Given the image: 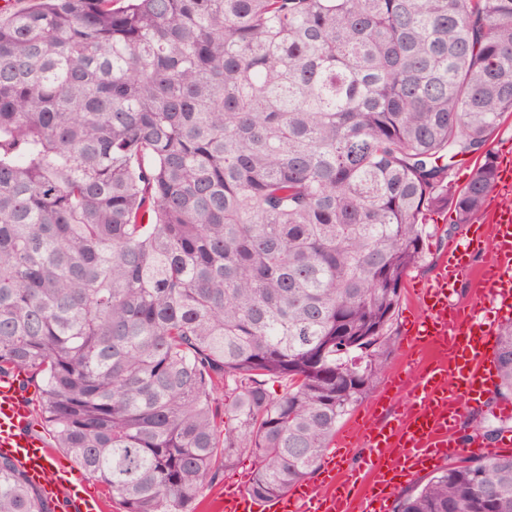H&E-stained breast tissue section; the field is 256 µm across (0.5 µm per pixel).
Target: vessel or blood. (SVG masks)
I'll list each match as a JSON object with an SVG mask.
<instances>
[{"mask_svg":"<svg viewBox=\"0 0 512 512\" xmlns=\"http://www.w3.org/2000/svg\"><path fill=\"white\" fill-rule=\"evenodd\" d=\"M512 193V155L500 156L494 205L470 225L464 240L444 251L433 278L417 288L419 311L408 326L405 355L409 369L394 371L385 388L405 394L406 403L392 423L354 422L336 441L344 458L352 442L366 454L359 468L368 482L361 495L351 492V470L326 464L318 483L295 485L287 495L260 500L240 483L224 486L222 512H390L399 477L435 465L464 451L492 455L481 436L466 445L457 441L456 423L464 408L480 402L490 379L491 342L497 334L489 311H512V208L500 205ZM489 249L492 259L480 268L471 255ZM473 286L470 300L456 304L451 296L459 282ZM0 453L9 456L50 500L62 497L68 512H103L105 504L84 493L81 476L49 467L51 450L32 427V401L16 380L0 377Z\"/></svg>","mask_w":512,"mask_h":512,"instance_id":"obj_1","label":"vessel or blood"}]
</instances>
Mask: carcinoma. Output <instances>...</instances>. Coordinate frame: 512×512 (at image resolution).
<instances>
[{"label":"carcinoma","instance_id":"1","mask_svg":"<svg viewBox=\"0 0 512 512\" xmlns=\"http://www.w3.org/2000/svg\"><path fill=\"white\" fill-rule=\"evenodd\" d=\"M507 114L512 0L0 15V377L124 512H191L244 451L250 494L288 493L388 370L426 212L482 214ZM494 362L511 400L512 321ZM0 512H53L1 454ZM392 512H512V453Z\"/></svg>","mask_w":512,"mask_h":512}]
</instances>
